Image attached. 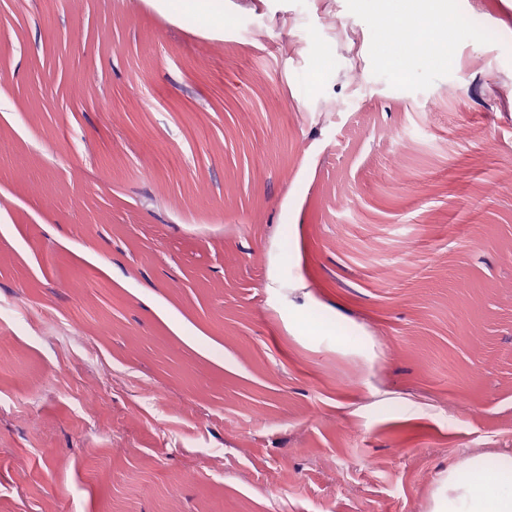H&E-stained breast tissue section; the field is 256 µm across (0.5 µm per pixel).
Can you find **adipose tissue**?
Masks as SVG:
<instances>
[{"label":"adipose tissue","mask_w":512,"mask_h":512,"mask_svg":"<svg viewBox=\"0 0 512 512\" xmlns=\"http://www.w3.org/2000/svg\"><path fill=\"white\" fill-rule=\"evenodd\" d=\"M416 3L422 8L417 58L429 62L432 49H448L451 32L465 22L443 21L424 10L425 0ZM154 4L186 26L224 28V0H154ZM429 512H512V457L478 454L449 468L432 494Z\"/></svg>","instance_id":"adipose-tissue-1"}]
</instances>
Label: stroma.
<instances>
[{
    "instance_id": "1",
    "label": "stroma",
    "mask_w": 512,
    "mask_h": 512,
    "mask_svg": "<svg viewBox=\"0 0 512 512\" xmlns=\"http://www.w3.org/2000/svg\"><path fill=\"white\" fill-rule=\"evenodd\" d=\"M442 6L402 74L360 0H0V512H429L512 456V0ZM153 3L186 26L224 30V0H154ZM471 26H476L475 20L469 21L463 19L453 20L451 25L447 21H443L428 11L420 12L419 23L416 28L424 29L417 40V59L419 61L434 62L439 57L433 56L430 52L434 48L443 49L447 52L451 44L450 29L459 30L461 27L469 28L471 32H475Z\"/></svg>"
}]
</instances>
